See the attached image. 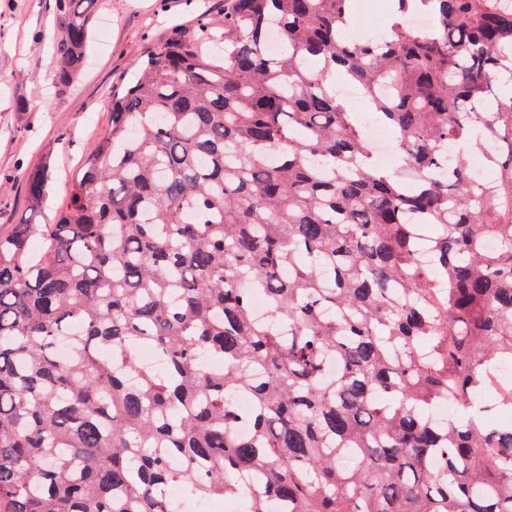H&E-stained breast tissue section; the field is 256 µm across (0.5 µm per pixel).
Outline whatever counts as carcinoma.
Wrapping results in <instances>:
<instances>
[{
	"label": "carcinoma",
	"mask_w": 512,
	"mask_h": 512,
	"mask_svg": "<svg viewBox=\"0 0 512 512\" xmlns=\"http://www.w3.org/2000/svg\"><path fill=\"white\" fill-rule=\"evenodd\" d=\"M97 4L55 0L63 87ZM390 4L352 41V0H224L112 94L67 210L0 234V512H173L169 487L256 474L249 512H512V422L482 400L512 361V0ZM449 394L467 413L441 422Z\"/></svg>",
	"instance_id": "carcinoma-1"
}]
</instances>
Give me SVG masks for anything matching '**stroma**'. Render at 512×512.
Returning a JSON list of instances; mask_svg holds the SVG:
<instances>
[{"label": "stroma", "mask_w": 512, "mask_h": 512, "mask_svg": "<svg viewBox=\"0 0 512 512\" xmlns=\"http://www.w3.org/2000/svg\"><path fill=\"white\" fill-rule=\"evenodd\" d=\"M224 0H99L86 65L58 88L53 0H0V231L28 217L25 180L50 163L44 219L70 202L71 181L87 147L112 128V93L135 64L174 30L192 35L200 16L218 17Z\"/></svg>", "instance_id": "obj_1"}]
</instances>
